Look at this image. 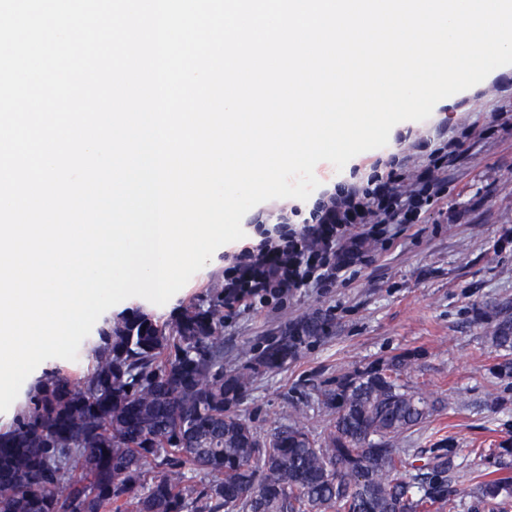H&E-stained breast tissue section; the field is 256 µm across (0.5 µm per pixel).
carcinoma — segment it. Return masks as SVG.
Segmentation results:
<instances>
[{
  "label": "carcinoma",
  "mask_w": 512,
  "mask_h": 512,
  "mask_svg": "<svg viewBox=\"0 0 512 512\" xmlns=\"http://www.w3.org/2000/svg\"><path fill=\"white\" fill-rule=\"evenodd\" d=\"M224 276L159 320L141 308L108 318L92 367L45 372L0 429V512H433L458 494L449 439L426 455L408 436L438 411L410 384L418 353L344 372L262 434L239 413L260 374L279 373L325 339L329 315L288 324L224 370ZM512 377V303L483 322ZM329 416L313 432L308 411ZM470 512L512 501V439L480 452Z\"/></svg>",
  "instance_id": "1"
}]
</instances>
